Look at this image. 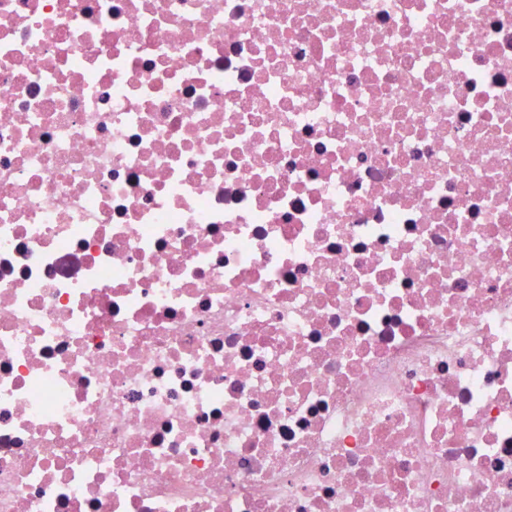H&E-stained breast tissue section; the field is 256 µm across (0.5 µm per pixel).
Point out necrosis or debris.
<instances>
[{"label": "necrosis or debris", "instance_id": "1", "mask_svg": "<svg viewBox=\"0 0 512 512\" xmlns=\"http://www.w3.org/2000/svg\"><path fill=\"white\" fill-rule=\"evenodd\" d=\"M0 512H512V0H0Z\"/></svg>", "mask_w": 512, "mask_h": 512}]
</instances>
